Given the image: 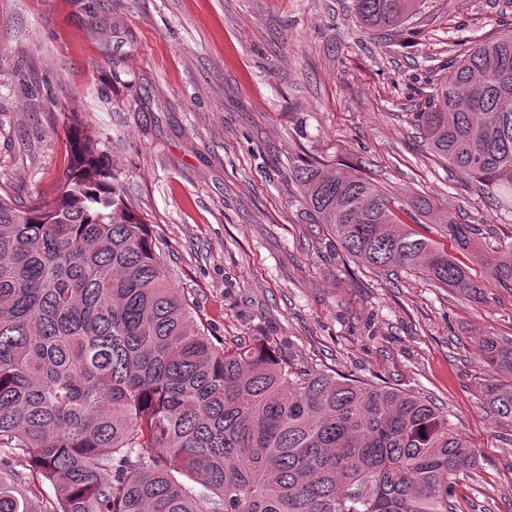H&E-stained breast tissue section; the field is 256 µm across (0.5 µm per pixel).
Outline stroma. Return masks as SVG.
Masks as SVG:
<instances>
[{"label": "stroma", "mask_w": 512, "mask_h": 512, "mask_svg": "<svg viewBox=\"0 0 512 512\" xmlns=\"http://www.w3.org/2000/svg\"><path fill=\"white\" fill-rule=\"evenodd\" d=\"M509 29L512 0H420L396 31L366 29L355 0H0V186L54 198L79 113L215 337L432 397L480 453L458 512H512V422L481 403L478 353L512 337V289L476 262L480 302L367 270L292 177L331 164L512 244V204L415 126L450 62Z\"/></svg>", "instance_id": "stroma-1"}]
</instances>
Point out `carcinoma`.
<instances>
[{"mask_svg":"<svg viewBox=\"0 0 512 512\" xmlns=\"http://www.w3.org/2000/svg\"><path fill=\"white\" fill-rule=\"evenodd\" d=\"M417 0H355L372 30ZM57 196L0 192V512H456L479 451L426 396L298 364L259 336L226 346L198 322L73 112ZM422 142L491 196L512 199V33L482 41L417 113ZM311 223L376 272L417 271L471 301L473 253L512 286V245L446 215L442 244L415 231L431 204L304 162ZM453 251H448V247ZM483 406L512 421V337L486 336ZM55 493L42 511L9 465Z\"/></svg>","mask_w":512,"mask_h":512,"instance_id":"cac0c4a2","label":"carcinoma"}]
</instances>
